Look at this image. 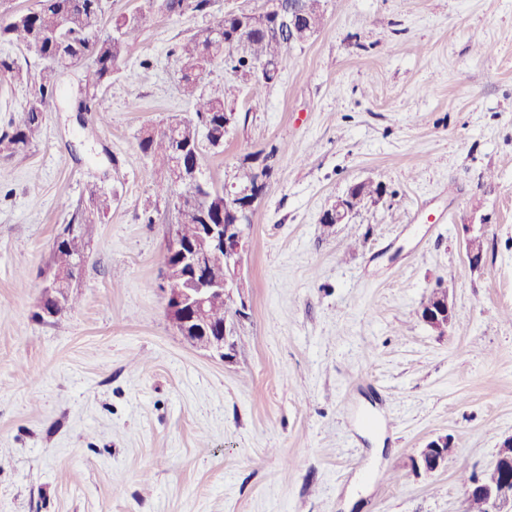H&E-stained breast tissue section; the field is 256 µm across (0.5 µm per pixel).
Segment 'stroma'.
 I'll return each instance as SVG.
<instances>
[{
	"instance_id": "35a3bbf8",
	"label": "stroma",
	"mask_w": 512,
	"mask_h": 512,
	"mask_svg": "<svg viewBox=\"0 0 512 512\" xmlns=\"http://www.w3.org/2000/svg\"><path fill=\"white\" fill-rule=\"evenodd\" d=\"M325 10L261 94L220 66L205 78L238 116L203 147L205 178L269 166L230 362L165 316L175 215L139 150L143 129L192 114L168 51L201 17L151 20L84 115L80 69L61 72L31 144L0 152V512H465L460 474L512 434V0ZM365 180L379 203L321 223ZM90 182L112 206L78 303L41 315L53 240ZM440 285L443 334L418 315ZM438 435L445 468L416 473ZM451 440L447 435L431 439L423 448H419L412 459V468L420 473L432 475L443 469L452 453Z\"/></svg>"
}]
</instances>
